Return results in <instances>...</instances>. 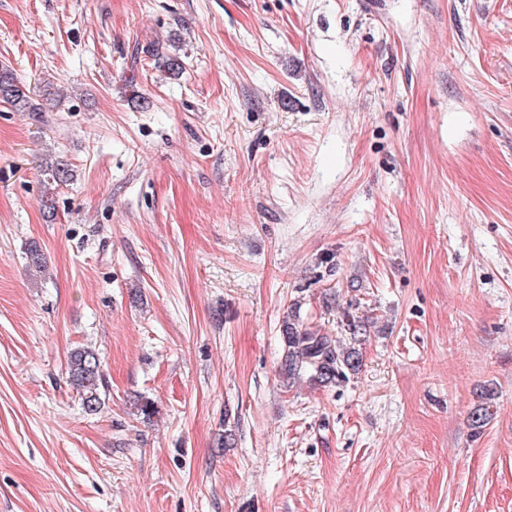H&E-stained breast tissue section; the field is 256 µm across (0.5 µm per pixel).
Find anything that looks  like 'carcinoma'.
I'll list each match as a JSON object with an SVG mask.
<instances>
[{
	"instance_id": "1",
	"label": "carcinoma",
	"mask_w": 512,
	"mask_h": 512,
	"mask_svg": "<svg viewBox=\"0 0 512 512\" xmlns=\"http://www.w3.org/2000/svg\"><path fill=\"white\" fill-rule=\"evenodd\" d=\"M0 101L19 112H40L42 108L30 95V89L20 81L7 64H0ZM44 191L41 198L47 217L55 211L57 190L72 177V169L64 160L51 163L43 169ZM28 269L38 274L47 271V258L39 244L32 242L26 252ZM281 341L284 354L281 372L289 381L304 375L316 385L337 384L348 379V374L359 371L362 358L353 347H343L331 336L304 324L299 310L288 313L283 322ZM68 373L72 386L79 395L85 413L93 415L105 403L102 389L104 373L98 352L91 347H80L70 352Z\"/></svg>"
}]
</instances>
